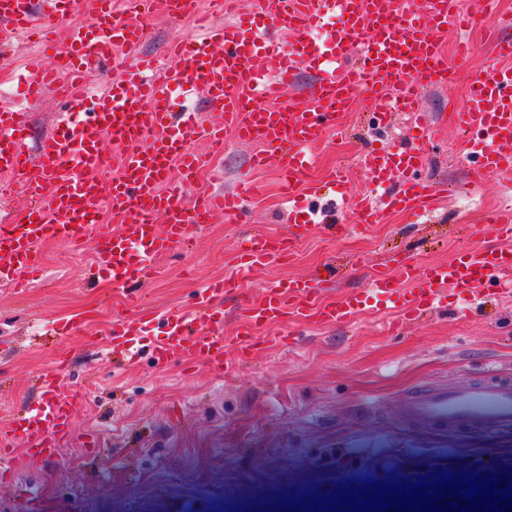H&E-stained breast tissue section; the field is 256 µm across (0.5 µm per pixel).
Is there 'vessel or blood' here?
Returning <instances> with one entry per match:
<instances>
[{
    "label": "vessel or blood",
    "instance_id": "vessel-or-blood-1",
    "mask_svg": "<svg viewBox=\"0 0 512 512\" xmlns=\"http://www.w3.org/2000/svg\"><path fill=\"white\" fill-rule=\"evenodd\" d=\"M76 0H0V22L13 34L53 31L68 18ZM198 0H85L87 23L69 28L64 56H50L27 78L31 96L59 84L63 107L59 125L30 149L26 113L0 106V174L20 180L32 205L18 224H0V285L18 287L36 272L42 245H81L95 238L94 262L102 276L127 287L130 314L112 327L111 341L130 356L149 348L155 360H204L221 364L224 338L218 304L224 293L257 267L281 260L291 237L251 233L250 246L224 280L198 289L192 312L160 314L142 309L141 289L156 260L185 242L191 226L220 214L238 215L252 184L234 191L201 190L184 199L182 188L223 150L225 132L258 144L254 165L280 164L283 193L295 230L314 226L323 185L304 177L310 150L335 127L352 93L366 109L410 113L421 141L400 150L368 154L363 166L376 186L398 181L381 203L358 197L352 204L362 223L378 222L383 212L424 214L436 200L433 184L418 178L427 163L425 142L437 130L417 106L422 89L447 85L448 64L435 38L455 16L456 0H277L275 10L230 18L229 0H211L221 23L199 35L172 42L169 67L142 76L129 66L126 78L93 90L84 76L119 48H135L146 34L143 18L178 19L195 11ZM322 29L324 40L313 33ZM504 64L475 77L467 102L449 115L465 135L468 178L480 185L494 176H512V42L498 44ZM315 74L303 107H257L258 98H281L299 67ZM206 93L208 116L184 104ZM108 200L120 234L98 224V204ZM476 232L493 237V248L468 245L450 262L428 266L406 259L397 277L375 274L366 294L339 302L322 301L312 282H276L246 310L235 340L253 344L257 326L294 319L334 324L366 308L409 316L440 308L449 295L493 285L512 292V210L487 209ZM164 327L160 338L142 343L149 323ZM83 400L81 392L50 393L43 405L0 426V447L27 441L33 452L52 453L71 433ZM405 416L419 426L473 424L494 431L512 426V385L488 382L477 388L438 387L411 394Z\"/></svg>",
    "mask_w": 512,
    "mask_h": 512
}]
</instances>
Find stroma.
<instances>
[{
	"mask_svg": "<svg viewBox=\"0 0 512 512\" xmlns=\"http://www.w3.org/2000/svg\"><path fill=\"white\" fill-rule=\"evenodd\" d=\"M146 27L142 45L100 68L96 89L139 57L165 66L164 45L196 33L199 25L197 17L158 18ZM466 34L476 44L466 60L456 55V29L439 35L457 78L422 91L423 111L433 123L444 124L450 109L464 105L471 77L497 64L494 42L512 38V29L476 14ZM44 51L43 44L17 36L0 63V104L28 112L37 140L53 129L61 104L50 91L28 97L13 74L35 72ZM411 133L409 116L377 121L353 95L336 129L316 144L308 176L319 179L342 167L349 193H372L370 174L352 165L354 154L404 144ZM461 142V132L451 127L428 148L422 175L440 191L430 217L391 215L367 225L347 211L342 236L314 227L286 259L257 269L243 288L223 297L224 335H233L245 306L276 281L324 280L325 297L333 301L365 291L378 270H397L404 258L445 263L461 246L476 243L466 215L512 208V177L468 187ZM254 150L225 136L214 171L193 183L196 191H230L249 177L262 193L248 202L247 223L217 218L160 260L161 274L143 288L157 310H190L198 288L230 272L246 232L287 234L278 170L251 169ZM95 249L92 240L78 251L45 245L43 267L26 287H0V420L41 404L39 383L49 376L58 392L84 396L73 435L56 454H30L20 441L0 458V512H27L31 491L46 512H227L268 491L306 492L333 481L374 478L376 458L399 478L413 476L419 464L431 469L444 460L498 458L512 465V431L421 427L404 414L411 392L478 385L490 364L499 380L512 383V298L480 297L471 310L435 311L407 322L392 311L366 310L344 324H283L268 330L283 337V345H258L246 353L225 346L217 369L163 365L147 351L116 367L108 336L124 313L125 293L93 275ZM64 323L73 324L70 334L50 335L53 325Z\"/></svg>",
	"mask_w": 512,
	"mask_h": 512,
	"instance_id": "stroma-1",
	"label": "stroma"
}]
</instances>
